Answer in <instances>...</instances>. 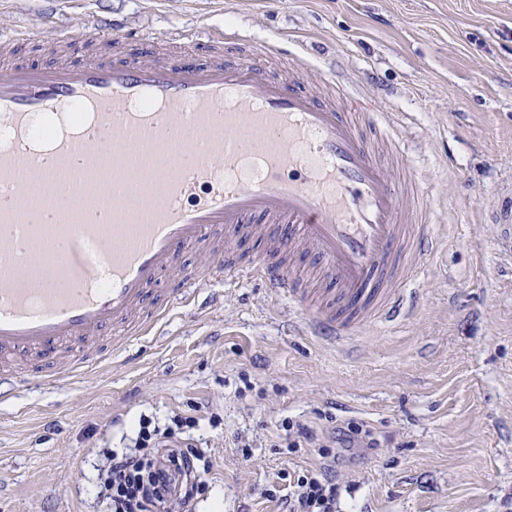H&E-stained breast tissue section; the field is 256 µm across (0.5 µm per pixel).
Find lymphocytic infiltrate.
Masks as SVG:
<instances>
[{"mask_svg": "<svg viewBox=\"0 0 512 512\" xmlns=\"http://www.w3.org/2000/svg\"><path fill=\"white\" fill-rule=\"evenodd\" d=\"M285 429L295 448L304 443L319 448L328 439L362 442L371 450L378 446L359 424L327 436L299 422L286 423ZM171 436V428L140 419L134 451L113 454L110 467L100 476L112 512H171L173 504H188L205 485L211 460L197 450L170 445ZM338 495L336 470L324 462L297 476L293 492L283 501V512H336Z\"/></svg>", "mask_w": 512, "mask_h": 512, "instance_id": "obj_1", "label": "lymphocytic infiltrate"}]
</instances>
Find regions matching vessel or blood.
<instances>
[{
	"instance_id": "1",
	"label": "vessel or blood",
	"mask_w": 512,
	"mask_h": 512,
	"mask_svg": "<svg viewBox=\"0 0 512 512\" xmlns=\"http://www.w3.org/2000/svg\"><path fill=\"white\" fill-rule=\"evenodd\" d=\"M34 41L50 63L13 62ZM71 47L63 32L0 39V386L15 354L44 362L66 344L85 350L32 378L77 379L224 275L282 290L331 342L397 312L437 239L412 162L371 101L347 95L339 112L250 64L117 52L77 62ZM133 142L161 165L135 172ZM101 158L130 172L133 191L108 185ZM488 220L511 245L512 194ZM228 238L264 252L226 253ZM190 248L210 258L203 275L182 272ZM164 277L167 302L150 304ZM113 326L125 335L97 345Z\"/></svg>"
}]
</instances>
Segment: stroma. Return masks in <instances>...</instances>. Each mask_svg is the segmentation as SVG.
Listing matches in <instances>:
<instances>
[{
    "instance_id": "obj_1",
    "label": "stroma",
    "mask_w": 512,
    "mask_h": 512,
    "mask_svg": "<svg viewBox=\"0 0 512 512\" xmlns=\"http://www.w3.org/2000/svg\"><path fill=\"white\" fill-rule=\"evenodd\" d=\"M85 20L176 59L212 52L173 33L223 31L238 38L226 62L273 75L309 62L313 85L340 70L344 90L396 115L440 247L407 287L411 314L343 348L242 277L70 383L19 381L0 396V512H109L99 476L145 416L199 421L186 436L213 468L190 512H282L320 460L280 446L288 419L354 421L379 440L332 448L339 512H512V250L485 220L512 189V0H0V35L64 30L79 61Z\"/></svg>"
}]
</instances>
